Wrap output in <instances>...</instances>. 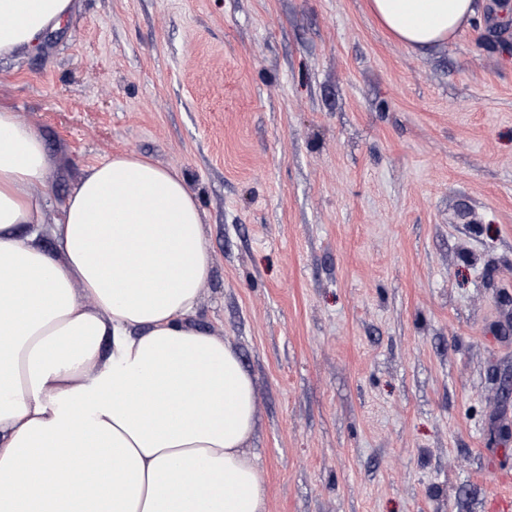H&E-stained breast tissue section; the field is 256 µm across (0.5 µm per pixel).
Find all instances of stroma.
Segmentation results:
<instances>
[{"label":"stroma","instance_id":"obj_1","mask_svg":"<svg viewBox=\"0 0 512 512\" xmlns=\"http://www.w3.org/2000/svg\"><path fill=\"white\" fill-rule=\"evenodd\" d=\"M477 2L415 50L367 0H76L0 63L54 204L128 151L197 194L268 512H491L512 471V0Z\"/></svg>","mask_w":512,"mask_h":512}]
</instances>
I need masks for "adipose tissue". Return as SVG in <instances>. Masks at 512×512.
Returning <instances> with one entry per match:
<instances>
[{
    "label": "adipose tissue",
    "mask_w": 512,
    "mask_h": 512,
    "mask_svg": "<svg viewBox=\"0 0 512 512\" xmlns=\"http://www.w3.org/2000/svg\"><path fill=\"white\" fill-rule=\"evenodd\" d=\"M395 40L455 37L475 0H369ZM71 0H0V60ZM50 167L0 106V512H268L254 382L196 324L212 260L194 193L137 154L87 166L39 243Z\"/></svg>",
    "instance_id": "ef3b65f1"
}]
</instances>
